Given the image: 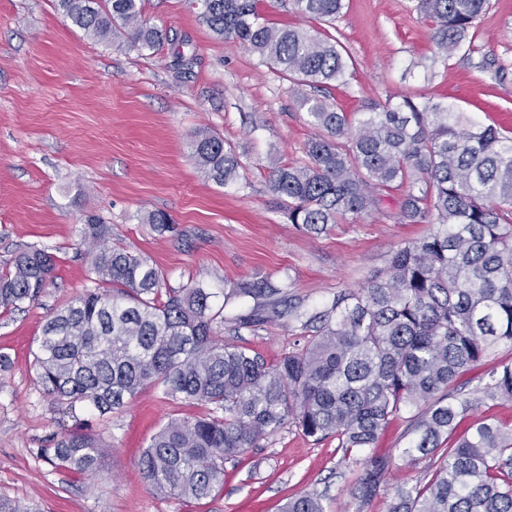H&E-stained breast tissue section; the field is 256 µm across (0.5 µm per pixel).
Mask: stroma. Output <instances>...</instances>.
Segmentation results:
<instances>
[{
    "mask_svg": "<svg viewBox=\"0 0 512 512\" xmlns=\"http://www.w3.org/2000/svg\"><path fill=\"white\" fill-rule=\"evenodd\" d=\"M416 0H346L336 21L294 15L288 0H262L276 23L315 26L337 37L354 70L328 98L348 112L386 100L431 97L457 112L512 132V0H488L475 25L479 50L434 59L430 26ZM169 42L155 53L116 47L73 26L56 0H0V270L36 244L56 257L52 283L38 300L0 312V498L36 512H281L288 499L318 490L328 512H385L378 497L360 506L351 493L361 465L341 462L336 439L317 443L285 425L224 465V487L201 501L157 495L139 458L173 418L205 415L206 406L173 401L151 389L106 417L85 404L45 394L33 354L43 326L88 285L79 228L97 215L112 242L147 257L170 288L201 277L214 289L259 276L290 280L307 304L358 288L401 244L425 236V224H398L401 191L382 211L320 235L283 217L267 187L272 167L301 163L317 130L294 86L246 47L216 39L186 0H144ZM220 134L242 154L238 184L220 187L197 168L190 141ZM163 211L160 232L147 224ZM216 330L224 341L277 361L292 351L288 318L257 330ZM90 428L109 446L92 476L56 469L43 455L56 435Z\"/></svg>",
    "mask_w": 512,
    "mask_h": 512,
    "instance_id": "1",
    "label": "stroma"
}]
</instances>
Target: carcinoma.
I'll return each mask as SVG.
<instances>
[{"label":"carcinoma","mask_w":512,"mask_h":512,"mask_svg":"<svg viewBox=\"0 0 512 512\" xmlns=\"http://www.w3.org/2000/svg\"><path fill=\"white\" fill-rule=\"evenodd\" d=\"M487 0H416L430 23L435 57L462 46L475 53L474 25ZM72 25L97 40L125 39L157 51L167 33L145 18L141 0H57ZM200 17L219 40H234L299 87L347 84L351 57L329 35L278 26L257 0H200ZM344 0H291L295 14L334 21ZM319 130L302 164L276 166L268 189L288 223L310 235L353 224L380 209L387 191L404 190L395 219L429 224L428 235L397 248L356 290L319 306L291 283L242 279L224 303L252 300L233 328L256 330L283 308L305 341L276 362L217 338L224 307L204 279L163 288L142 256L111 243L112 225L95 215L80 230L90 243V286L47 319L35 367L45 393L86 404L103 417L140 391L209 407L172 419L142 454L146 482L164 496L200 501L224 486V462L289 423L317 442L336 438L343 460L363 464L353 495L368 505L393 465L374 453L380 431L407 414L412 439L398 449L409 467L427 461L412 485H397L387 512H512V426L485 418L455 437L458 420L484 400L512 402V363L479 377L458 397L457 380L512 348V137L431 98L404 96L368 112L301 93ZM192 157L204 177L236 184L242 156L217 134L198 131ZM47 248L18 251L0 273V308L36 301L53 281ZM110 452L90 433L65 432L44 449L59 469L98 472ZM325 495L307 492L284 512H327Z\"/></svg>","instance_id":"obj_1"}]
</instances>
